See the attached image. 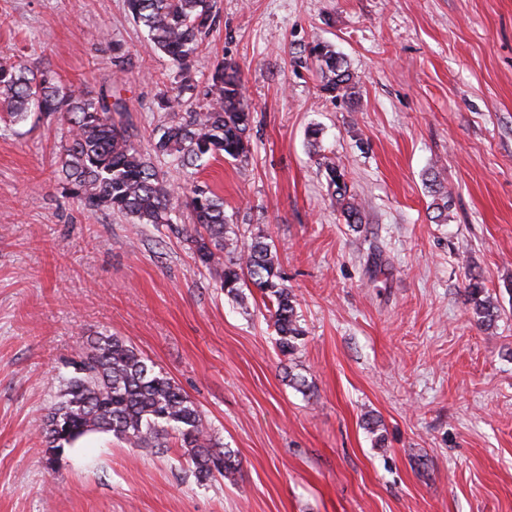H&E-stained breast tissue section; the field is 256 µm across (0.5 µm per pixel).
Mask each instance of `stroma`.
<instances>
[{"instance_id":"1","label":"stroma","mask_w":512,"mask_h":512,"mask_svg":"<svg viewBox=\"0 0 512 512\" xmlns=\"http://www.w3.org/2000/svg\"><path fill=\"white\" fill-rule=\"evenodd\" d=\"M215 11L193 74L239 66L251 154L170 173L174 226L87 211L57 180L64 127L0 123V512H512V0ZM318 43L357 75L353 99L322 92ZM1 56L120 91L142 151L171 119L158 100L176 69L125 0H0ZM324 155L363 223L332 201ZM433 177L451 194L441 222ZM193 183L223 197L240 240L275 247L305 331L294 356L276 350L257 289L238 304L197 262ZM472 275L498 307L491 325L468 310ZM99 332L131 340L198 405L233 475L201 482L181 448L106 433L45 468L36 429Z\"/></svg>"}]
</instances>
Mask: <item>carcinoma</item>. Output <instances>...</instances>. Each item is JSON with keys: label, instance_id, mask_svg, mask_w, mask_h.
I'll return each instance as SVG.
<instances>
[{"label": "carcinoma", "instance_id": "obj_1", "mask_svg": "<svg viewBox=\"0 0 512 512\" xmlns=\"http://www.w3.org/2000/svg\"><path fill=\"white\" fill-rule=\"evenodd\" d=\"M158 51L177 67L180 86L159 105L172 120L159 128L152 149L174 170L196 168L222 156L248 161L251 112L240 68L222 62L198 89L191 67L203 39L214 25L213 0H127ZM311 54L324 75L322 90L347 99L358 80L328 45ZM121 99L112 90L79 92L64 86L49 68L33 70L7 58L0 60V121L21 125L39 114L66 126L60 145V184L91 211L120 213L137 224H172L171 201L177 194L167 172L134 144V131ZM333 188L332 199L348 224H361L364 209L341 182L336 162H322ZM439 218L448 210V192L430 181ZM195 233L194 253L212 280L239 304L242 288L251 281L272 305L271 318L281 354L292 356L304 337L296 296L285 283L276 252L257 233L239 244L224 213V199L208 187L196 186L189 201ZM471 314L485 324L497 306L482 281L472 277L466 288ZM70 368L59 399L40 424L43 453L74 447L89 433H110L133 448H169L179 443L200 481L237 470L235 456L220 448L198 406L166 374L155 369L131 341L99 333L89 336Z\"/></svg>", "mask_w": 512, "mask_h": 512}]
</instances>
